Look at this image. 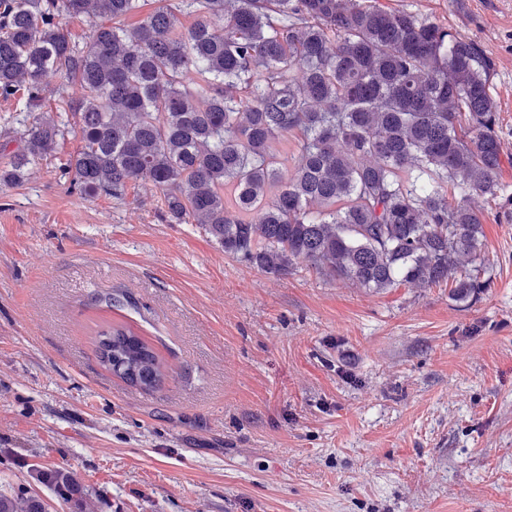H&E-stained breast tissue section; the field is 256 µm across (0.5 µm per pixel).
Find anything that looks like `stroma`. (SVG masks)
Segmentation results:
<instances>
[{"mask_svg":"<svg viewBox=\"0 0 512 512\" xmlns=\"http://www.w3.org/2000/svg\"><path fill=\"white\" fill-rule=\"evenodd\" d=\"M466 34L493 60L503 164L478 300L383 292L306 262L273 277L172 222L151 181L71 189L79 131L0 185V485L73 470L98 512H512V0H376ZM0 97V167L23 146ZM130 326L159 389L99 362Z\"/></svg>","mask_w":512,"mask_h":512,"instance_id":"obj_1","label":"stroma"}]
</instances>
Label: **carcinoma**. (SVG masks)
<instances>
[{
  "label": "carcinoma",
  "mask_w": 512,
  "mask_h": 512,
  "mask_svg": "<svg viewBox=\"0 0 512 512\" xmlns=\"http://www.w3.org/2000/svg\"><path fill=\"white\" fill-rule=\"evenodd\" d=\"M96 7L89 44L64 19ZM141 0H0V97L23 92L24 142L0 185L68 132L40 111L43 80L79 84L68 103L83 145L62 174L118 194L149 179L170 219L193 220L224 253L280 277L297 261L384 291L448 282L459 302L488 283L473 193L498 194L502 146L492 61L470 37L373 0H172L129 31ZM197 21L181 30L176 13ZM197 81L189 86V72ZM294 136L293 171L280 146ZM105 368L155 389L165 370L132 330L97 332ZM37 481L69 512H96L64 467ZM38 492L0 489V512H41Z\"/></svg>",
  "instance_id": "carcinoma-1"
}]
</instances>
